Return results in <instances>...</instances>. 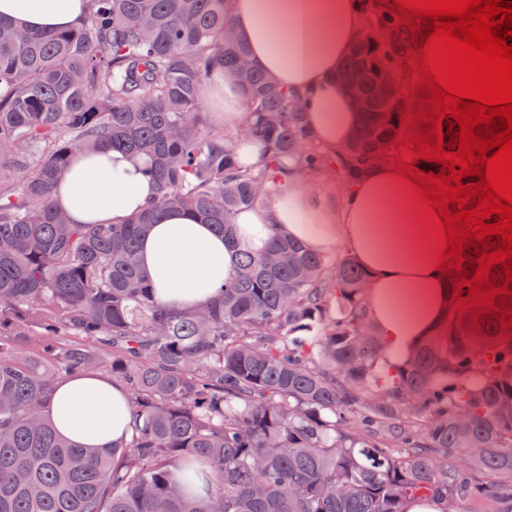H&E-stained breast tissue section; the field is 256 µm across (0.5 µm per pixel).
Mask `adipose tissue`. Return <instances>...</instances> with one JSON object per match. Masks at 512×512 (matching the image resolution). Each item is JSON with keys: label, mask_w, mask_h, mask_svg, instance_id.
Returning a JSON list of instances; mask_svg holds the SVG:
<instances>
[{"label": "adipose tissue", "mask_w": 512, "mask_h": 512, "mask_svg": "<svg viewBox=\"0 0 512 512\" xmlns=\"http://www.w3.org/2000/svg\"><path fill=\"white\" fill-rule=\"evenodd\" d=\"M0 16L38 30L75 27L86 0H0ZM230 22L250 49L252 65L305 104L315 144L335 155L352 139L359 114L337 74L365 25L363 0H231ZM220 100L217 115L237 130L246 99L230 74L215 72L203 90ZM145 155L102 148L77 153L56 182L52 199L76 224H121L156 193ZM235 236L172 211L141 241L139 260L159 300L190 310L216 296L236 268L241 249L263 251L272 236L296 240L315 253L344 247L372 276L369 315L390 358L411 352L448 311V278L393 165L381 164L336 198L321 183L289 179L282 194L238 214ZM58 432L91 448L128 435L125 390L87 374L58 382L50 396Z\"/></svg>", "instance_id": "adipose-tissue-1"}]
</instances>
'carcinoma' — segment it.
Masks as SVG:
<instances>
[{"mask_svg": "<svg viewBox=\"0 0 512 512\" xmlns=\"http://www.w3.org/2000/svg\"><path fill=\"white\" fill-rule=\"evenodd\" d=\"M229 0H88L86 22L24 31L0 17V512H444L480 499L512 512V323L458 309L482 245L448 274V319L397 364L372 326L369 273L289 239L242 250L216 298L166 308L141 270L151 225L181 209L232 235L238 213L336 162L352 184L397 151L413 47L376 13L346 59L364 106L331 159L299 100L224 41ZM218 68L246 97L243 132L207 125L201 92ZM392 70L395 84L378 86ZM142 153L156 196L123 224H73L52 186L80 151ZM49 339V361L21 343ZM129 396L119 445L77 448L48 414L62 380L96 370ZM493 359H488V356ZM237 154L243 166H255L263 159L264 148L255 139L239 138L237 141Z\"/></svg>", "mask_w": 512, "mask_h": 512, "instance_id": "carcinoma-1", "label": "carcinoma"}]
</instances>
